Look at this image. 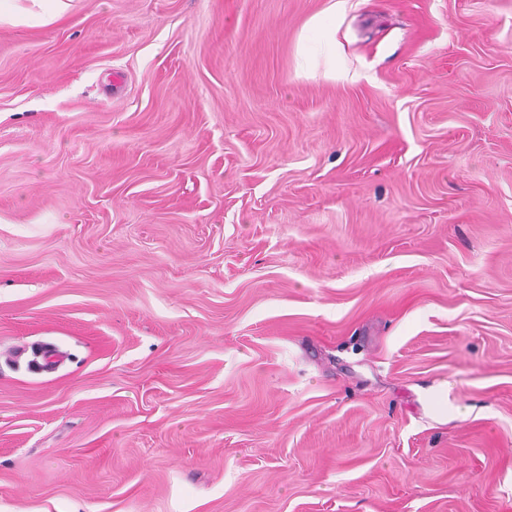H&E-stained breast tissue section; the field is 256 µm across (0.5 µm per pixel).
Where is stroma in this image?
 <instances>
[{"label":"stroma","mask_w":512,"mask_h":512,"mask_svg":"<svg viewBox=\"0 0 512 512\" xmlns=\"http://www.w3.org/2000/svg\"><path fill=\"white\" fill-rule=\"evenodd\" d=\"M0 512H512V0L0 25Z\"/></svg>","instance_id":"stroma-1"}]
</instances>
